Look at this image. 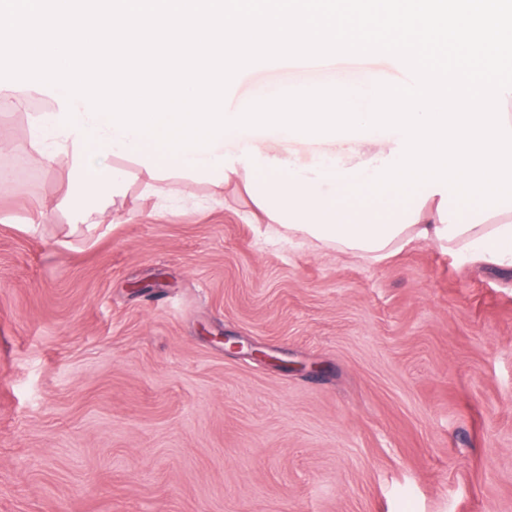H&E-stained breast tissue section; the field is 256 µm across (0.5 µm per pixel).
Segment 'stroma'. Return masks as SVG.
I'll list each match as a JSON object with an SVG mask.
<instances>
[{"label": "stroma", "mask_w": 512, "mask_h": 512, "mask_svg": "<svg viewBox=\"0 0 512 512\" xmlns=\"http://www.w3.org/2000/svg\"><path fill=\"white\" fill-rule=\"evenodd\" d=\"M113 162L86 232L66 165L0 151V512H512V275L287 242Z\"/></svg>", "instance_id": "stroma-1"}]
</instances>
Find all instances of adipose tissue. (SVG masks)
Here are the masks:
<instances>
[{"instance_id":"1","label":"adipose tissue","mask_w":512,"mask_h":512,"mask_svg":"<svg viewBox=\"0 0 512 512\" xmlns=\"http://www.w3.org/2000/svg\"><path fill=\"white\" fill-rule=\"evenodd\" d=\"M60 107L37 113L31 123L28 146L46 164L67 158L73 176V205L91 213L94 201L116 197L126 187L124 170L111 166V156L135 158L149 176L147 186L157 190L167 172L178 170L207 177L216 189H224L234 179L247 180V189L262 210L267 223L276 230L309 239L320 246L369 260H383L415 243L433 241L451 253L471 254L512 268V206L483 214L464 212L455 219L454 204L439 187L428 188L409 209L393 203L394 192L379 202L370 191L354 196L350 184L366 180L382 158L398 148V139L375 142L355 140L365 157L360 166L317 155L314 163L300 165L283 157L263 153L252 136L231 131L222 145L210 152L190 151L172 157L170 151L156 150L154 140L125 134L108 127L106 116L91 119L79 108L78 121L102 128L110 156L100 155L98 144L83 148L75 132L58 125ZM232 152H225V145Z\"/></svg>"}]
</instances>
